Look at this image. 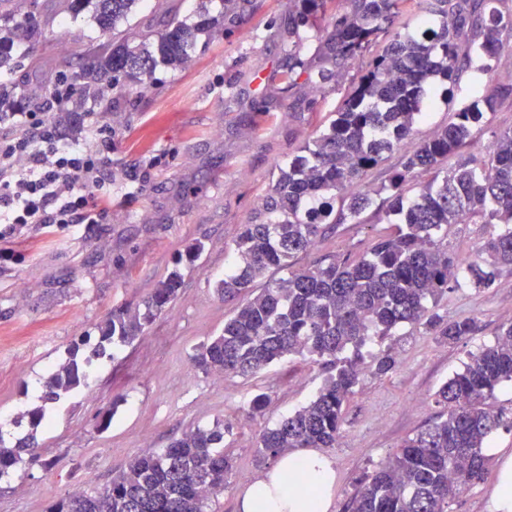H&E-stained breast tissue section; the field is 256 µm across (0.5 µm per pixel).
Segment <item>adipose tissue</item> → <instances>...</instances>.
I'll return each instance as SVG.
<instances>
[{
	"label": "adipose tissue",
	"mask_w": 512,
	"mask_h": 512,
	"mask_svg": "<svg viewBox=\"0 0 512 512\" xmlns=\"http://www.w3.org/2000/svg\"><path fill=\"white\" fill-rule=\"evenodd\" d=\"M303 474L321 486L314 500L304 499L297 486L281 482L283 474ZM336 472L332 460L314 448H300L283 455L276 466L259 473L239 499L240 512H335Z\"/></svg>",
	"instance_id": "ef3b65f1"
}]
</instances>
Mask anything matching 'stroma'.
<instances>
[{
	"label": "stroma",
	"instance_id": "35a3bbf8",
	"mask_svg": "<svg viewBox=\"0 0 512 512\" xmlns=\"http://www.w3.org/2000/svg\"><path fill=\"white\" fill-rule=\"evenodd\" d=\"M233 25L213 28L206 44L179 69L158 67L133 100L107 106L112 126V213L103 224L33 228L0 241V436L28 431L32 384L45 380L67 348L97 337L113 309L135 306L175 266L186 248L203 242L170 308L133 344L96 362L90 389L47 407L38 458L0 480V512H49L53 501L100 488L139 455L167 447L185 431L217 422L231 469L210 512H238L242 491L266 464L256 460L260 434L308 403L325 376L321 365L285 360L250 376L203 372L192 358L238 307L216 283L233 260L242 224L259 208L276 164L311 141L337 111L344 88L318 96L300 83L276 93L268 111L255 109L268 77L288 65V0H254ZM42 34L22 44L10 73L15 92L31 101L58 73H78L89 45L102 36L89 18H73L67 0L41 13ZM387 230L344 224L300 255L304 268L324 255L361 253ZM448 319L475 318L477 332L443 341L407 325L367 346L390 348L387 375L365 373L344 405L342 436L327 454L336 469L334 495L344 505L360 479L398 451L439 411L434 393L470 353L490 343L512 319V273L489 289L445 294L436 306ZM265 394V410L250 400ZM109 427L100 424L106 410Z\"/></svg>",
	"mask_w": 512,
	"mask_h": 512
}]
</instances>
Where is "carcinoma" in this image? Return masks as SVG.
I'll list each match as a JSON object with an SVG mask.
<instances>
[{
    "instance_id": "obj_1",
    "label": "carcinoma",
    "mask_w": 512,
    "mask_h": 512,
    "mask_svg": "<svg viewBox=\"0 0 512 512\" xmlns=\"http://www.w3.org/2000/svg\"><path fill=\"white\" fill-rule=\"evenodd\" d=\"M250 2L201 0L195 23L173 14L158 30L143 32L130 25L142 0H68L73 18L89 16L107 38L78 76L83 97L110 77L116 95L130 98L131 83L152 77L157 66L182 67L214 16L233 24ZM291 2L294 27L283 88L303 76L321 92L356 65L362 74L312 142L276 166L260 212L235 240V270L217 291L233 298L271 269H287L288 276L238 307L193 356L205 372L242 376L291 356L325 366L317 396L261 434L263 461L289 449L336 446L344 404L365 369L383 375L396 366L390 350L365 365L361 348L370 337L390 336L405 324L448 340L470 336L477 329L474 318L449 320L433 305L455 288H490L503 269L512 270V128L491 130L480 155L462 153L497 108L512 100V84L471 87L448 124L431 137H416L429 109L452 104L465 73L490 77L497 71L512 38V11H502L500 0H422L426 22L411 30L402 22L405 0H344L346 7L329 17L328 0ZM40 6L38 0H0V68L14 66V48L40 35ZM320 22L329 29L325 63L309 66L299 57V39ZM394 153L400 162L388 179L376 188L367 184ZM450 156L456 162L449 167ZM418 171L431 178L411 189ZM367 211L390 229L366 252L328 255L291 270L327 230L357 223ZM455 224L487 228L475 258L448 250V228ZM182 284L180 269H172L141 304L116 309L99 324L90 352L83 351L87 339L68 347L44 382L41 405L24 413L30 433L10 445L0 436V479L36 457L35 432L46 405L87 386L93 361L132 344L174 302ZM507 382L512 321L439 388L435 403L441 411L363 477L343 512H448L450 500L483 480L490 461L484 449L494 435L512 429V417L493 409ZM228 431L220 422L186 431L167 447L134 457L104 487L56 501L50 512H205L211 497L224 490Z\"/></svg>"
}]
</instances>
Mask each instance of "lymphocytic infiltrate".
<instances>
[{"label": "lymphocytic infiltrate", "mask_w": 512, "mask_h": 512, "mask_svg": "<svg viewBox=\"0 0 512 512\" xmlns=\"http://www.w3.org/2000/svg\"><path fill=\"white\" fill-rule=\"evenodd\" d=\"M79 91L59 75L19 112H0V240L34 227L101 224L112 201V127L81 115L88 139H69L51 118Z\"/></svg>", "instance_id": "lymphocytic-infiltrate-1"}]
</instances>
